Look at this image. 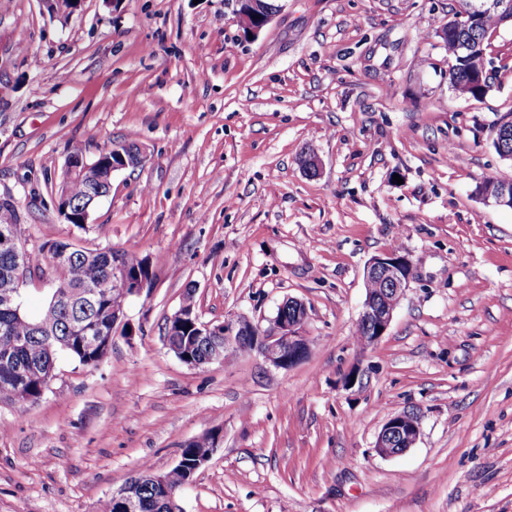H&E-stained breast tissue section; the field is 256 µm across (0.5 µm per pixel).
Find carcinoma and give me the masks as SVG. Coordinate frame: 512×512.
Here are the masks:
<instances>
[{
    "label": "carcinoma",
    "instance_id": "carcinoma-1",
    "mask_svg": "<svg viewBox=\"0 0 512 512\" xmlns=\"http://www.w3.org/2000/svg\"><path fill=\"white\" fill-rule=\"evenodd\" d=\"M476 0H460L456 18L442 30V39L452 51L454 64L448 71L450 87L473 98L483 95L488 88L487 76L481 74L483 60L490 46L489 30L492 24H501L503 15L496 9H487L477 27L465 28L458 17ZM108 191L106 185L91 184L65 170L54 187L58 210L69 205V212L78 214L84 209L94 211L92 197L98 189ZM36 263L40 271L62 274L69 288L50 294L42 309L31 314L23 309L16 312L0 306V404L24 406L38 401L55 376L56 362L62 355L72 357L84 366L97 367L107 357L112 345L91 347L86 336H110L117 328L112 321V309L121 306L125 298L113 288L117 280L115 268L123 266L128 276H151L150 263L128 252L111 248L75 247L66 240L46 241L38 247V258L32 260L20 243L0 246V297L19 294L17 267ZM99 281L104 285L91 300L82 294V285ZM181 304L192 312L190 318L174 323L182 354L198 363L208 354L212 340L198 335L195 290L186 288ZM213 435L206 433L186 443L181 450L182 467L159 475L145 471L128 481L135 488L139 512H167L168 499L193 481L198 458L212 446ZM163 480H157V477Z\"/></svg>",
    "mask_w": 512,
    "mask_h": 512
}]
</instances>
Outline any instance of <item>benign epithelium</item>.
<instances>
[{"label": "benign epithelium", "instance_id": "benign-epithelium-1", "mask_svg": "<svg viewBox=\"0 0 512 512\" xmlns=\"http://www.w3.org/2000/svg\"><path fill=\"white\" fill-rule=\"evenodd\" d=\"M245 9L238 14L246 34L256 35L269 24L276 11L270 9L265 0H241ZM70 170L80 173L89 181L105 183L108 177L100 174L99 168L85 157L68 159ZM411 261L406 255L389 253L375 257L368 264L366 275H372L383 285L378 294L366 295L359 321L368 328V344H376L387 332L392 321L396 302L388 296L401 298L409 287L411 279ZM114 286L126 294L136 296L145 289L153 287L146 279L131 278L126 273L117 276ZM307 318L304 302L288 300V305H280L272 327L263 330L253 322L240 318L227 320L220 324L201 325L200 335L218 336L222 341L213 345L205 363H222L227 351H247L254 347L272 366L289 369L301 362L309 353L307 338L302 335V327ZM417 411H402L392 415L383 425L376 437L375 451L382 457L401 455L412 448L420 438L421 420Z\"/></svg>", "mask_w": 512, "mask_h": 512}]
</instances>
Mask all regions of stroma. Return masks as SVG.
<instances>
[{"instance_id":"35a3bbf8","label":"stroma","mask_w":512,"mask_h":512,"mask_svg":"<svg viewBox=\"0 0 512 512\" xmlns=\"http://www.w3.org/2000/svg\"><path fill=\"white\" fill-rule=\"evenodd\" d=\"M277 3L250 38L234 0L0 8V203L26 248L109 246L154 274L98 367L60 357L37 403L0 406V512H97L208 432L221 444L181 512H512V209L476 192L512 181L493 145L512 28L492 29L476 99L448 84L459 0ZM130 140L145 164L113 174L86 229L65 223L52 184L69 154ZM394 248L410 285L364 348L366 268ZM190 284L205 323L266 329L303 301L307 358L183 363L164 326ZM412 409L416 445L379 456ZM418 417V420L415 417ZM421 414L402 411L392 415L376 437L375 451L382 457L401 455L412 448L420 438Z\"/></svg>"}]
</instances>
